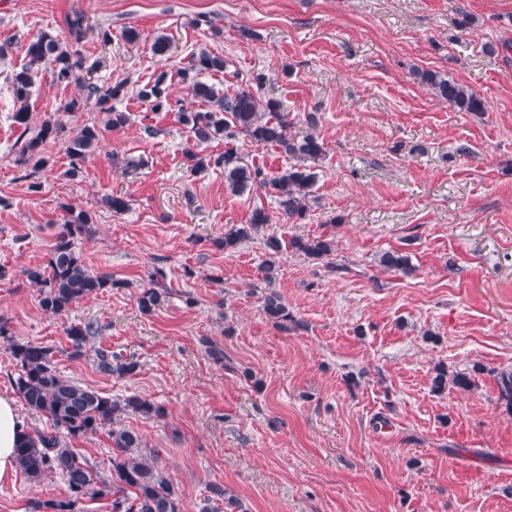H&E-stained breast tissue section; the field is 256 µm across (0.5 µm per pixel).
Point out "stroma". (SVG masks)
<instances>
[{"label":"stroma","mask_w":512,"mask_h":512,"mask_svg":"<svg viewBox=\"0 0 512 512\" xmlns=\"http://www.w3.org/2000/svg\"><path fill=\"white\" fill-rule=\"evenodd\" d=\"M77 12L89 22L80 49L91 80L125 82L116 108L128 121L104 130L73 180L64 142H48L34 193L16 162L8 77L33 38L67 36ZM159 36L171 42L163 58L151 50ZM200 51L226 61L208 78L217 88L232 71L261 73L262 95L296 130L315 117L325 153L310 165L305 219L286 220L263 189L231 193L222 169L191 172L179 112L200 104L176 73ZM163 69L179 110L137 97ZM425 70L467 85L485 111L434 96ZM82 94L41 70L32 128L98 120L91 108L64 113ZM109 195L129 210L112 213ZM259 205L270 233L321 236L334 252L272 257L259 237L217 246ZM68 206L94 212L77 250L119 285L54 315L24 271L46 263ZM392 250L409 255L411 274L380 265ZM158 267L170 293L144 314L137 296ZM0 268V395L18 374L11 343L30 341L53 347L65 377L161 405L162 418L129 413L121 424L157 453L182 512H202L214 485L239 512H512V405L497 384L512 369V0H0ZM271 289L295 327L266 316ZM87 322L99 333L69 358L66 331ZM99 348L136 372L98 373ZM440 364L473 386L434 392ZM66 494L60 476L36 485L17 471L0 480V512Z\"/></svg>","instance_id":"1"}]
</instances>
